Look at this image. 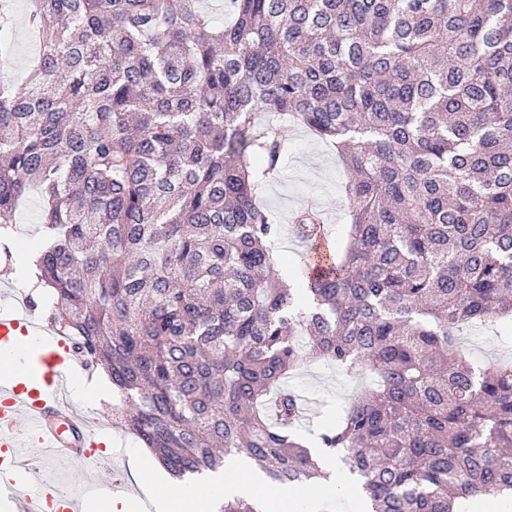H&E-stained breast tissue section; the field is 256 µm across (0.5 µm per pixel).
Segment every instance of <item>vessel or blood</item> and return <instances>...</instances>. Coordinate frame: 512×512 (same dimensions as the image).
I'll return each mask as SVG.
<instances>
[{"instance_id": "b4317fda", "label": "vessel or blood", "mask_w": 512, "mask_h": 512, "mask_svg": "<svg viewBox=\"0 0 512 512\" xmlns=\"http://www.w3.org/2000/svg\"><path fill=\"white\" fill-rule=\"evenodd\" d=\"M11 355L17 375L0 381V498L12 512H83V482L52 478L58 460L100 467L118 456L106 435L85 427L82 409L64 398L70 376L86 360L39 319L31 298L0 311V353Z\"/></svg>"}]
</instances>
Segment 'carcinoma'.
Listing matches in <instances>:
<instances>
[{
    "mask_svg": "<svg viewBox=\"0 0 512 512\" xmlns=\"http://www.w3.org/2000/svg\"><path fill=\"white\" fill-rule=\"evenodd\" d=\"M32 2L35 64L0 81V233L40 189L30 287L121 425L176 478L236 453L312 483L287 386L311 355L376 378L317 441L371 512L512 496V365L457 345L512 318V0H225L222 27L200 0ZM263 113L347 171L348 248L291 286L257 202L290 143Z\"/></svg>",
    "mask_w": 512,
    "mask_h": 512,
    "instance_id": "cac0c4a2",
    "label": "carcinoma"
}]
</instances>
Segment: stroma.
Returning a JSON list of instances; mask_svg holds the SVG:
<instances>
[{"label":"stroma","mask_w":512,"mask_h":512,"mask_svg":"<svg viewBox=\"0 0 512 512\" xmlns=\"http://www.w3.org/2000/svg\"><path fill=\"white\" fill-rule=\"evenodd\" d=\"M16 24L12 32L15 51L0 60V80L23 82L36 54V41L25 25L30 0H14ZM288 137L292 147L279 172L265 183L259 193L260 202L273 210L284 227L279 244V258L283 268L296 271L301 253L291 245L293 216L302 210L316 208L323 212L329 242L334 249H344L348 243V206L342 192L346 171L336 154L330 151L305 127L289 123ZM463 350L474 360L486 365L512 363V323L500 326H479L469 329L460 338ZM372 383L370 377L355 375L320 361L306 360L299 376L291 380V387L299 394L306 414L299 434L308 447H315L320 429L336 417L338 408L346 406ZM113 445L122 448L121 456L112 461L109 480H95L92 468L74 471L71 467L56 470L57 478L67 481L81 475L91 482L87 508L108 495L125 494L133 498L138 512H148L150 499L163 486L168 476L162 469L143 468L137 476H130L128 464L135 457L140 441L121 427L110 430Z\"/></svg>","instance_id":"1"}]
</instances>
